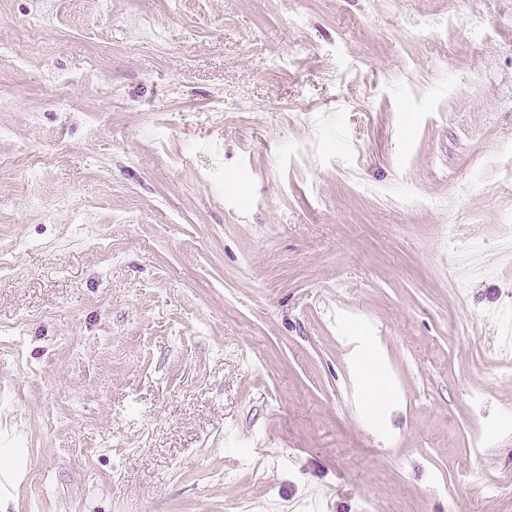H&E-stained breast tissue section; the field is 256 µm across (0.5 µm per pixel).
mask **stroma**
I'll return each mask as SVG.
<instances>
[{"label": "stroma", "mask_w": 512, "mask_h": 512, "mask_svg": "<svg viewBox=\"0 0 512 512\" xmlns=\"http://www.w3.org/2000/svg\"><path fill=\"white\" fill-rule=\"evenodd\" d=\"M0 257V512H512V0H0ZM363 371L370 377L369 389L366 393L367 402L375 409L384 407L388 391L384 384L377 379L378 367L376 361L372 357L366 358L362 362Z\"/></svg>", "instance_id": "1"}]
</instances>
